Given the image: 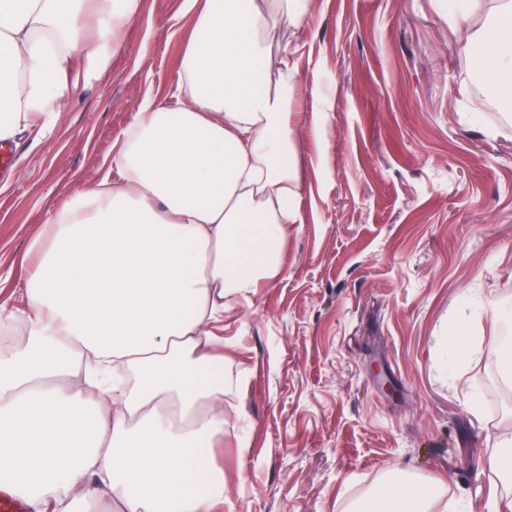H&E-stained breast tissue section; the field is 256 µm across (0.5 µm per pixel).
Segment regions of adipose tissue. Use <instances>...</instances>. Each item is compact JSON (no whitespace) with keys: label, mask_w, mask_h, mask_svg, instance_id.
Listing matches in <instances>:
<instances>
[{"label":"adipose tissue","mask_w":512,"mask_h":512,"mask_svg":"<svg viewBox=\"0 0 512 512\" xmlns=\"http://www.w3.org/2000/svg\"><path fill=\"white\" fill-rule=\"evenodd\" d=\"M313 0H185L166 97L96 186L51 212L0 352V490L30 512H224V313L281 270L299 219L286 29ZM142 0H0V138L43 137ZM477 73L512 97V0H466ZM83 375L84 384L69 379Z\"/></svg>","instance_id":"1"}]
</instances>
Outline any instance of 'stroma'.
<instances>
[{
    "label": "stroma",
    "mask_w": 512,
    "mask_h": 512,
    "mask_svg": "<svg viewBox=\"0 0 512 512\" xmlns=\"http://www.w3.org/2000/svg\"><path fill=\"white\" fill-rule=\"evenodd\" d=\"M192 18L142 0L100 75L0 173V305L49 213L93 187L141 100L164 96ZM447 0H315L285 81L318 83L327 136L293 101L301 219L282 271L224 314V445L234 512H368L398 475L432 512H490L512 478V398L486 400L512 312V120L485 109ZM471 354H446L450 326ZM392 382L399 399L388 398Z\"/></svg>",
    "instance_id": "1"
}]
</instances>
